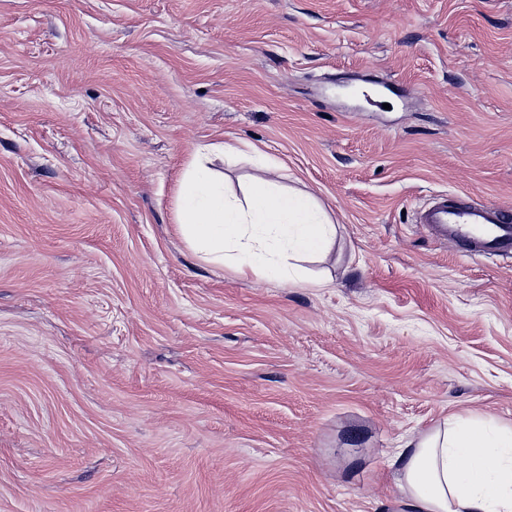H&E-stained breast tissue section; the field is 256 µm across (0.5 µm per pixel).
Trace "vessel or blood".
Returning a JSON list of instances; mask_svg holds the SVG:
<instances>
[{
	"instance_id": "1",
	"label": "vessel or blood",
	"mask_w": 512,
	"mask_h": 512,
	"mask_svg": "<svg viewBox=\"0 0 512 512\" xmlns=\"http://www.w3.org/2000/svg\"><path fill=\"white\" fill-rule=\"evenodd\" d=\"M433 234L483 256H512V208L441 195L419 217Z\"/></svg>"
}]
</instances>
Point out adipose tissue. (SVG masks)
I'll return each mask as SVG.
<instances>
[{
  "label": "adipose tissue",
  "instance_id": "adipose-tissue-1",
  "mask_svg": "<svg viewBox=\"0 0 512 512\" xmlns=\"http://www.w3.org/2000/svg\"><path fill=\"white\" fill-rule=\"evenodd\" d=\"M260 169L237 196L195 158L179 190L181 229L207 262L301 282L300 261L328 253L336 226L312 193L282 190L277 165ZM389 466L404 512H512V428L452 417L410 438Z\"/></svg>",
  "mask_w": 512,
  "mask_h": 512
}]
</instances>
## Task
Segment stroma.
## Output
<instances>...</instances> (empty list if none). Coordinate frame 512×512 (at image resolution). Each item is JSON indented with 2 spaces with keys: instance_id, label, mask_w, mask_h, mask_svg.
Returning a JSON list of instances; mask_svg holds the SVG:
<instances>
[{
  "instance_id": "stroma-1",
  "label": "stroma",
  "mask_w": 512,
  "mask_h": 512,
  "mask_svg": "<svg viewBox=\"0 0 512 512\" xmlns=\"http://www.w3.org/2000/svg\"><path fill=\"white\" fill-rule=\"evenodd\" d=\"M224 142L332 216L328 287L187 243ZM438 193L512 207V0H0V512H398L408 439L512 426V257ZM433 234L471 255L512 256V208L441 195L419 217Z\"/></svg>"
}]
</instances>
